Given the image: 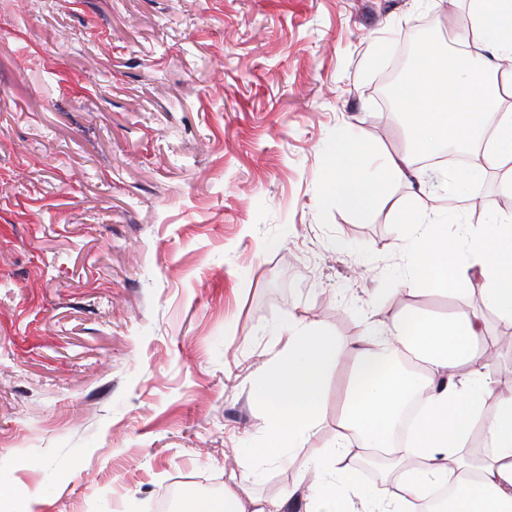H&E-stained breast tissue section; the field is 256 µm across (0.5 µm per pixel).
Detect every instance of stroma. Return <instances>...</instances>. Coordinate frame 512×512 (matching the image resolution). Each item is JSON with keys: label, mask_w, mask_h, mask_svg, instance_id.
I'll use <instances>...</instances> for the list:
<instances>
[{"label": "stroma", "mask_w": 512, "mask_h": 512, "mask_svg": "<svg viewBox=\"0 0 512 512\" xmlns=\"http://www.w3.org/2000/svg\"><path fill=\"white\" fill-rule=\"evenodd\" d=\"M470 0H0V487L42 512H182L228 478L274 498L341 415L255 476L253 384L289 316L353 342L365 318L482 311L496 385L512 322L479 290L409 279L395 207L479 224L512 212L489 170L405 171L360 215L329 188V143L409 147L384 77L407 34L468 49Z\"/></svg>", "instance_id": "obj_1"}]
</instances>
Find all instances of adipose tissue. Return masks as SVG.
<instances>
[{"label":"adipose tissue","mask_w":512,"mask_h":512,"mask_svg":"<svg viewBox=\"0 0 512 512\" xmlns=\"http://www.w3.org/2000/svg\"><path fill=\"white\" fill-rule=\"evenodd\" d=\"M471 17L476 36L512 61V0H471ZM507 93L512 71L436 46L420 54L392 96L412 129L411 156L448 145L467 150V166L448 178L456 195L489 166L501 170V188L512 193V111L501 108ZM331 150V189L361 214L377 209L386 182L403 172L391 158L370 176L376 155L352 139L336 140ZM396 216L422 291L463 294L476 284L485 308L512 321V214L493 213L453 233L418 209ZM483 338L477 314L463 309L445 319L400 315L367 326L353 342L289 318L279 360L255 384L270 410L263 442L247 455L260 473L307 441L321 422L327 378L343 371L334 442L315 449L312 479L280 498L252 496L232 481L220 496L189 501L187 512H288L293 502L304 512H512V392L494 386L493 362L478 355ZM377 340L383 351L372 350ZM476 434L485 451L472 456L467 446ZM372 455L405 463L392 487H360L351 462Z\"/></svg>","instance_id":"adipose-tissue-1"}]
</instances>
